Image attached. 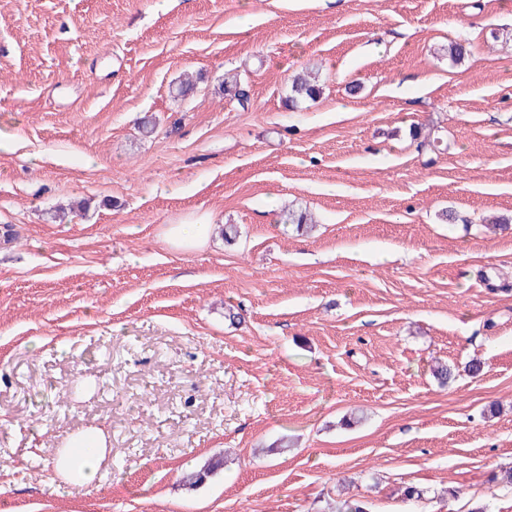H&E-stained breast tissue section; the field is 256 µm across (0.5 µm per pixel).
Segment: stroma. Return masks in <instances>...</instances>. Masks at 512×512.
Segmentation results:
<instances>
[{"label":"stroma","mask_w":512,"mask_h":512,"mask_svg":"<svg viewBox=\"0 0 512 512\" xmlns=\"http://www.w3.org/2000/svg\"><path fill=\"white\" fill-rule=\"evenodd\" d=\"M249 9L0 0V512H512V0ZM202 216L236 241L170 250ZM321 93L322 88L312 81L311 75L297 74L291 80L288 103L292 108H297L301 102L308 99L315 100ZM71 448H76L74 453ZM104 453L100 435L86 432L68 441L62 458L56 460V469L71 485L82 487L96 480ZM224 466L223 457H215L205 463L200 469L184 473L181 482L189 489L203 484L211 475L222 470Z\"/></svg>","instance_id":"stroma-1"}]
</instances>
